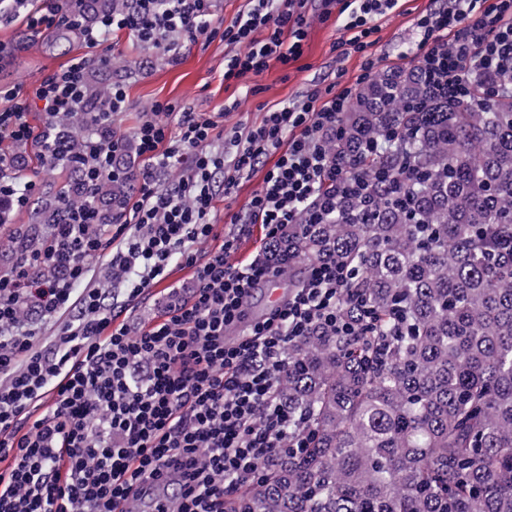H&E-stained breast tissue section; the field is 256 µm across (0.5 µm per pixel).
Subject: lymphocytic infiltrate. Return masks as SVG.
<instances>
[{"label":"lymphocytic infiltrate","mask_w":512,"mask_h":512,"mask_svg":"<svg viewBox=\"0 0 512 512\" xmlns=\"http://www.w3.org/2000/svg\"><path fill=\"white\" fill-rule=\"evenodd\" d=\"M14 2L37 35L67 19L66 0ZM211 2L133 0L130 13L102 16L81 35L93 49L126 30L165 53L181 40L218 38L241 48L224 67L228 80L302 54L308 0H248L228 25L212 19ZM395 2L345 0L352 36L338 48L365 54V75L378 68L366 54L373 21ZM415 31L418 63L449 93L469 94L473 75L485 73L512 90V0H448L418 19ZM89 65L84 56L33 90L6 91L0 144L32 140L31 100L42 102L48 128L77 111ZM355 93L350 83L314 84L301 102L268 110L258 125L228 130L213 115L154 103L133 130L146 159L138 197L105 226L93 190L116 175L125 147L116 131L125 91L113 85L92 119L113 134L84 144L85 202L70 207L67 223L56 225L30 263L0 272V512H125L147 483L172 488L159 512H224L226 495L263 478L274 449L299 448L277 379L289 345L312 328L357 335L341 312L351 274L316 259L302 285L264 318L248 321L247 307L255 288L284 272L272 263L273 245L335 184L340 169L329 141ZM272 154L276 162L222 245L198 257L196 244L214 234L217 195L231 194ZM35 190L15 155L0 147V200L22 209ZM256 224L261 245L234 261L239 238ZM104 256L131 299L180 260L193 270L190 297L150 325L130 324L103 289L85 285L91 261ZM33 264L54 277L31 279ZM33 305L45 316H67L52 344H41L27 317ZM47 396L50 406L32 417L31 405Z\"/></svg>","instance_id":"f902f5d3"}]
</instances>
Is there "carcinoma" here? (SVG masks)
<instances>
[{"label": "carcinoma", "instance_id": "cac0c4a2", "mask_svg": "<svg viewBox=\"0 0 512 512\" xmlns=\"http://www.w3.org/2000/svg\"><path fill=\"white\" fill-rule=\"evenodd\" d=\"M127 0H76L75 24ZM467 97L442 96L419 66L364 82L331 150L345 183L328 192L320 224L288 232V278L330 255L349 266L390 336L318 328L288 347L277 396L305 448L275 453L265 477L225 499L224 512H512V93L473 78ZM109 93L88 88L85 111L52 131L71 177L51 181L32 222L13 232L31 255L66 204L84 201L78 176L90 113ZM135 173L101 188L104 224L133 192Z\"/></svg>", "mask_w": 512, "mask_h": 512}]
</instances>
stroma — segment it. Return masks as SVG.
Returning a JSON list of instances; mask_svg holds the SVG:
<instances>
[{
    "instance_id": "obj_1",
    "label": "stroma",
    "mask_w": 512,
    "mask_h": 512,
    "mask_svg": "<svg viewBox=\"0 0 512 512\" xmlns=\"http://www.w3.org/2000/svg\"><path fill=\"white\" fill-rule=\"evenodd\" d=\"M445 5V0H399L396 7L379 17L369 48L379 60L380 70L410 67L415 54V22ZM308 34L303 53L288 64L271 62L261 75L245 74L225 80L224 61L235 46L220 39L198 37L176 53L164 54L135 42L127 32H116L113 49L97 48L95 56L112 57L113 67L100 69L103 85L120 84L126 93L122 115L124 132H132L144 112L157 101L180 103L195 112H216L237 102V109L224 120L225 126L258 124L265 112L283 103L300 101L313 83L329 86L336 81L356 82L361 75L359 54L340 55L337 46L350 33L340 4L323 6L320 0L307 5ZM87 51L82 38L58 46L54 33L33 34L17 17L10 0H0V88H32L45 76L69 65ZM267 157L240 180L235 192L215 200L219 228H229L274 164ZM192 273L173 266L169 276L127 304V314L137 324L153 321L162 311L170 289L188 287Z\"/></svg>"
}]
</instances>
